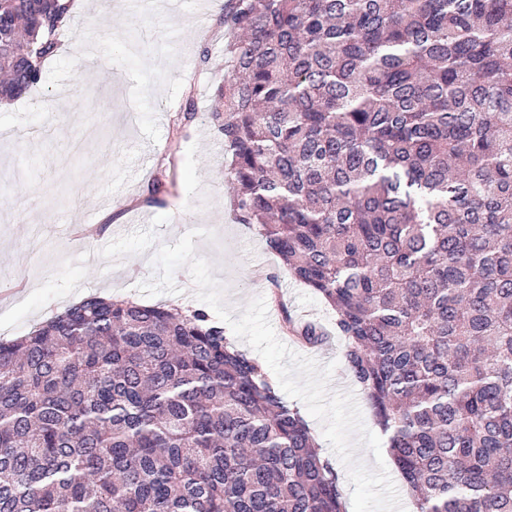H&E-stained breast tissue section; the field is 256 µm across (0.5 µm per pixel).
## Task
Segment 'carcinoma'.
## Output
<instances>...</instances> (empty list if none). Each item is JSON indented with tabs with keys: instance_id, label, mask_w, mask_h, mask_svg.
<instances>
[{
	"instance_id": "obj_1",
	"label": "carcinoma",
	"mask_w": 512,
	"mask_h": 512,
	"mask_svg": "<svg viewBox=\"0 0 512 512\" xmlns=\"http://www.w3.org/2000/svg\"><path fill=\"white\" fill-rule=\"evenodd\" d=\"M68 11L0 0V99ZM220 24L236 219L335 311L417 512H512V0H225ZM0 512L346 510L207 311L90 295L0 342Z\"/></svg>"
}]
</instances>
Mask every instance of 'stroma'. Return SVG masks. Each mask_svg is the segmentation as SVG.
Wrapping results in <instances>:
<instances>
[{
    "mask_svg": "<svg viewBox=\"0 0 512 512\" xmlns=\"http://www.w3.org/2000/svg\"><path fill=\"white\" fill-rule=\"evenodd\" d=\"M220 16L216 6L202 18L186 8L153 12L146 23L127 8L70 20L39 82L12 100L10 112L57 119L50 133L27 129L0 146V279L18 285L0 294V340L89 295L199 308L185 267L174 275L178 293L150 298L138 289L156 275V248L196 228L216 235L195 238L196 253L212 264L234 315L260 295L280 341L289 314L332 326L323 298L288 275L257 225L232 215L223 137L208 118L224 78ZM92 42L101 50L95 76L80 63ZM189 100L196 118L180 133L176 119ZM156 179L167 184L165 206L139 205ZM344 350L336 335L319 349L320 364L336 365L329 390L352 393L376 430Z\"/></svg>",
    "mask_w": 512,
    "mask_h": 512,
    "instance_id": "obj_1",
    "label": "stroma"
}]
</instances>
